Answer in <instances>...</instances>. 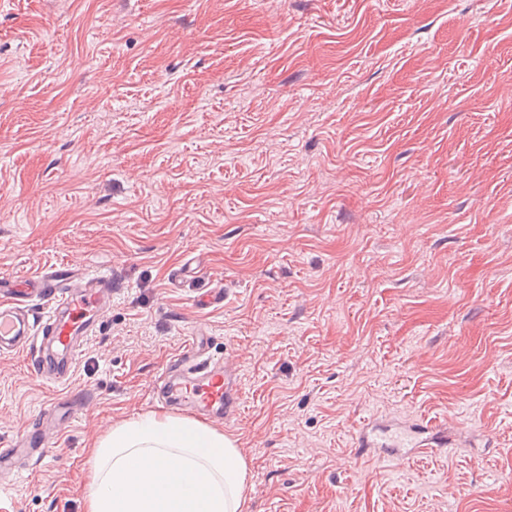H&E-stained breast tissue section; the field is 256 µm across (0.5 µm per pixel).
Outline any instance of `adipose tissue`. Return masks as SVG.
<instances>
[{"label":"adipose tissue","mask_w":512,"mask_h":512,"mask_svg":"<svg viewBox=\"0 0 512 512\" xmlns=\"http://www.w3.org/2000/svg\"><path fill=\"white\" fill-rule=\"evenodd\" d=\"M92 456L84 512H245L248 463L236 439L205 422L140 414Z\"/></svg>","instance_id":"obj_1"}]
</instances>
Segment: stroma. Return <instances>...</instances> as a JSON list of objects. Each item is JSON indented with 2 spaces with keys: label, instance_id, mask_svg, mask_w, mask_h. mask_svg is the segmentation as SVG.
Here are the masks:
<instances>
[{
  "label": "stroma",
  "instance_id": "stroma-1",
  "mask_svg": "<svg viewBox=\"0 0 512 512\" xmlns=\"http://www.w3.org/2000/svg\"><path fill=\"white\" fill-rule=\"evenodd\" d=\"M510 85L512 0H0V276L117 277L0 512H84L90 448L199 330L247 512H512ZM66 393L0 354V448ZM373 416L475 445L363 456Z\"/></svg>",
  "mask_w": 512,
  "mask_h": 512
}]
</instances>
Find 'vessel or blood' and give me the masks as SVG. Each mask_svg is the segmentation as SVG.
I'll return each mask as SVG.
<instances>
[{
	"mask_svg": "<svg viewBox=\"0 0 512 512\" xmlns=\"http://www.w3.org/2000/svg\"><path fill=\"white\" fill-rule=\"evenodd\" d=\"M114 286L111 271L92 273L68 263L46 266L24 277L1 276L0 352L32 353L38 376L56 385L70 384L80 353L78 339L111 304ZM37 300L47 306L39 317L32 310ZM152 399L193 413H215L228 422L239 415L240 388L236 374L208 356L207 338L198 332L167 363L153 385ZM399 427L405 440L391 437L389 426L378 420H367L354 435L355 445L408 461L455 447L446 425L415 418L400 422ZM54 438V433L42 430L22 438L20 448H0V464L11 465L23 448L48 456Z\"/></svg>",
	"mask_w": 512,
	"mask_h": 512,
	"instance_id": "obj_1",
	"label": "vessel or blood"
}]
</instances>
